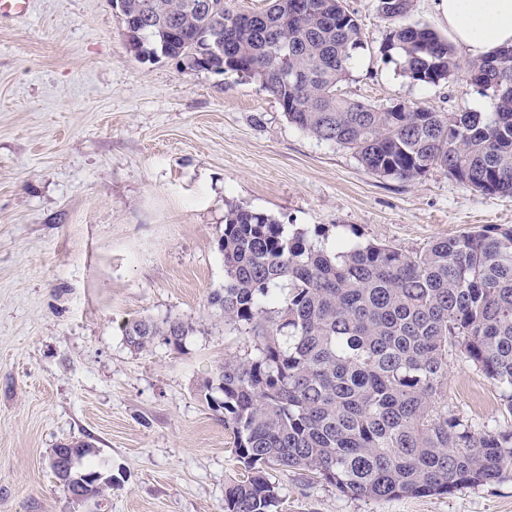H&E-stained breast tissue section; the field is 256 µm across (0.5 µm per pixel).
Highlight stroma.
Here are the masks:
<instances>
[{
	"instance_id": "1",
	"label": "stroma",
	"mask_w": 512,
	"mask_h": 512,
	"mask_svg": "<svg viewBox=\"0 0 512 512\" xmlns=\"http://www.w3.org/2000/svg\"><path fill=\"white\" fill-rule=\"evenodd\" d=\"M366 44L341 90L378 107L477 111L458 73L410 84L385 48L376 0H346ZM241 205L337 240L417 252L486 224L512 226V197L443 172L416 183L369 174L316 140L278 100L235 73L130 53L110 0H32L0 24V512H224L246 479L198 381L245 337L208 309L224 283L217 238ZM193 322L183 350L136 351L129 319ZM444 400L475 430L512 425L499 389L457 354ZM92 440L112 467L100 508L74 504L47 465ZM275 512H512V471L448 495L364 501L312 474L273 468Z\"/></svg>"
}]
</instances>
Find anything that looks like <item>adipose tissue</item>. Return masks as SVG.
<instances>
[{"label": "adipose tissue", "instance_id": "ef3b65f1", "mask_svg": "<svg viewBox=\"0 0 512 512\" xmlns=\"http://www.w3.org/2000/svg\"><path fill=\"white\" fill-rule=\"evenodd\" d=\"M435 8L454 43L470 57L512 46V0H436Z\"/></svg>", "mask_w": 512, "mask_h": 512}]
</instances>
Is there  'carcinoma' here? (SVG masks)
<instances>
[{
  "label": "carcinoma",
  "instance_id": "carcinoma-1",
  "mask_svg": "<svg viewBox=\"0 0 512 512\" xmlns=\"http://www.w3.org/2000/svg\"><path fill=\"white\" fill-rule=\"evenodd\" d=\"M138 20L146 60L190 71L233 72L274 95L288 122L353 152L370 174L416 182L440 170L486 196L512 195V47L462 62L427 24L408 22L414 0H376L386 48L414 85L464 71L489 112L386 108L341 93L365 36L344 0H270L255 24L229 0H121ZM324 227L291 228L239 205L224 212L217 249L224 285L212 315L247 336L250 350L224 359L196 387L234 437L250 477L224 491V512H273L268 469L315 474L363 500L447 495L512 469V427L478 433L444 404L456 352L502 389L512 414V227H483L405 253L343 240L324 248ZM126 344L180 349L196 326L180 318L125 322ZM65 471L112 489L100 449L72 440L52 449Z\"/></svg>",
  "mask_w": 512,
  "mask_h": 512
}]
</instances>
